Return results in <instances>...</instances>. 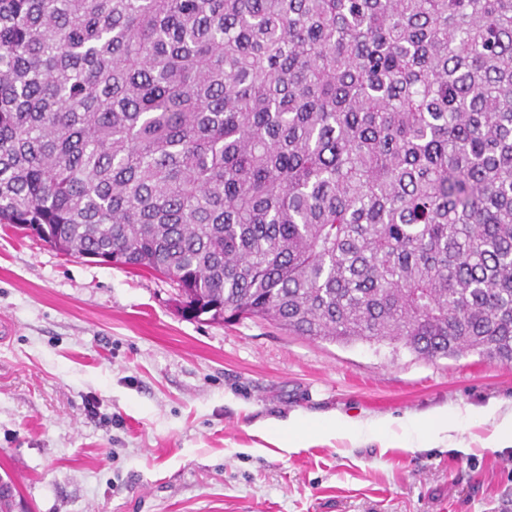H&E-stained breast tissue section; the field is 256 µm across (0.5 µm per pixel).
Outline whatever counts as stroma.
Listing matches in <instances>:
<instances>
[{
    "label": "stroma",
    "instance_id": "1",
    "mask_svg": "<svg viewBox=\"0 0 512 512\" xmlns=\"http://www.w3.org/2000/svg\"><path fill=\"white\" fill-rule=\"evenodd\" d=\"M0 481L12 512H512V364L427 359L298 336L259 319H185L169 281L66 257L0 224ZM454 430L424 448L406 422ZM297 416L384 419L290 453L264 427ZM481 418L497 421L495 432L488 444L489 448H500L506 443L512 445V411L506 414L500 413V407L489 404L479 410ZM450 420L448 410L439 409L428 413L421 419L411 420L410 426L420 430L427 437L435 439L440 433L450 430Z\"/></svg>",
    "mask_w": 512,
    "mask_h": 512
}]
</instances>
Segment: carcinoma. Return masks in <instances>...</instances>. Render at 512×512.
I'll list each match as a JSON object with an SVG mask.
<instances>
[{"mask_svg": "<svg viewBox=\"0 0 512 512\" xmlns=\"http://www.w3.org/2000/svg\"><path fill=\"white\" fill-rule=\"evenodd\" d=\"M0 224L185 316L512 363V0H0Z\"/></svg>", "mask_w": 512, "mask_h": 512, "instance_id": "1", "label": "carcinoma"}]
</instances>
